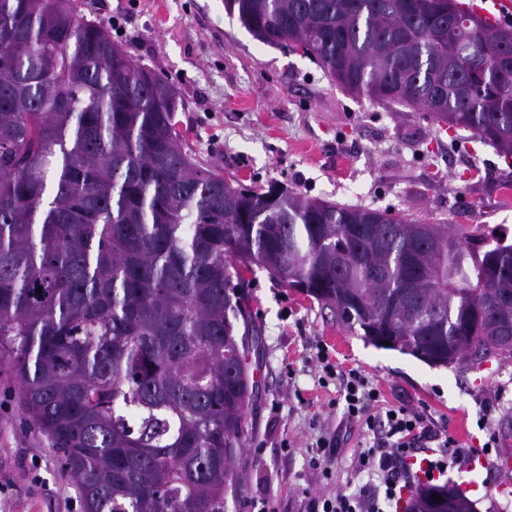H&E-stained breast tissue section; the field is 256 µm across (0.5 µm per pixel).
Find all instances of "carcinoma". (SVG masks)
Returning a JSON list of instances; mask_svg holds the SVG:
<instances>
[{
	"label": "carcinoma",
	"mask_w": 512,
	"mask_h": 512,
	"mask_svg": "<svg viewBox=\"0 0 512 512\" xmlns=\"http://www.w3.org/2000/svg\"><path fill=\"white\" fill-rule=\"evenodd\" d=\"M224 9L348 91L512 158V27L454 0ZM181 107L75 0H0V358L84 512H226L256 390L254 262L379 349L456 369L512 359V245L275 197L273 184L231 189L184 151ZM409 504L474 506L450 484H423Z\"/></svg>",
	"instance_id": "cac0c4a2"
}]
</instances>
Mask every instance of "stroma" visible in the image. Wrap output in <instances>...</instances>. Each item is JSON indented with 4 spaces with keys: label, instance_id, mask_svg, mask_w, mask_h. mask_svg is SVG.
<instances>
[{
    "label": "stroma",
    "instance_id": "stroma-1",
    "mask_svg": "<svg viewBox=\"0 0 512 512\" xmlns=\"http://www.w3.org/2000/svg\"><path fill=\"white\" fill-rule=\"evenodd\" d=\"M76 2L87 17L121 18L113 41L177 89L185 150L201 165L246 185L276 183L311 198L457 225L478 243L501 235L512 243V159L473 132L348 92L316 58L258 41L227 15L224 0ZM245 278L261 330L249 357L258 388L246 409L240 487L228 512H253L262 501L271 512H304L317 491L354 481L350 459L364 431L343 422L336 385L319 381L322 346L380 390L382 407L408 402L467 448L469 462L449 470L447 481L465 488L477 512H503L502 499H512V470L498 465L512 455V362L432 366L365 343L266 270ZM329 430L342 446L324 476L310 463V446ZM0 512H82L59 457L26 427L3 360Z\"/></svg>",
    "mask_w": 512,
    "mask_h": 512
}]
</instances>
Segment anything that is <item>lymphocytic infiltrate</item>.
Listing matches in <instances>:
<instances>
[{
	"label": "lymphocytic infiltrate",
	"instance_id": "lymphocytic-infiltrate-1",
	"mask_svg": "<svg viewBox=\"0 0 512 512\" xmlns=\"http://www.w3.org/2000/svg\"><path fill=\"white\" fill-rule=\"evenodd\" d=\"M324 380L339 383V398L347 421L362 425L365 443L352 457L358 476L351 489L322 492L308 502V512H391L418 479L444 475L466 455L447 432L434 429L422 413L408 405L391 413H375L377 388L354 369L332 363L327 350L316 356Z\"/></svg>",
	"mask_w": 512,
	"mask_h": 512
}]
</instances>
